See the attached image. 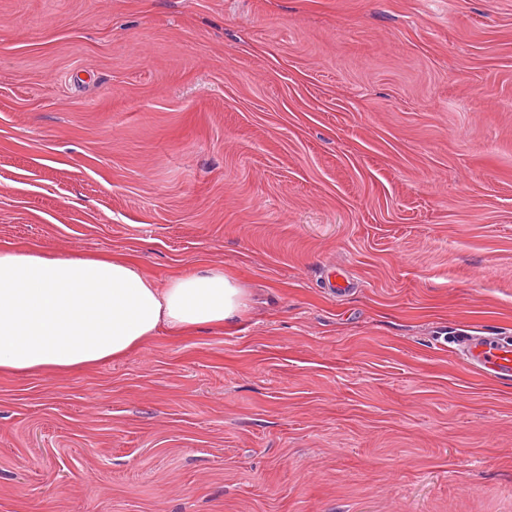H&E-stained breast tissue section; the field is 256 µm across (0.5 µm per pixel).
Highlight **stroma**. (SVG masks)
<instances>
[{
	"instance_id": "stroma-1",
	"label": "stroma",
	"mask_w": 512,
	"mask_h": 512,
	"mask_svg": "<svg viewBox=\"0 0 512 512\" xmlns=\"http://www.w3.org/2000/svg\"><path fill=\"white\" fill-rule=\"evenodd\" d=\"M0 241L251 297L0 374V512H512V0H0ZM457 353L469 366L489 376L512 379L511 336H460Z\"/></svg>"
}]
</instances>
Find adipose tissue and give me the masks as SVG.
Wrapping results in <instances>:
<instances>
[{
	"label": "adipose tissue",
	"mask_w": 512,
	"mask_h": 512,
	"mask_svg": "<svg viewBox=\"0 0 512 512\" xmlns=\"http://www.w3.org/2000/svg\"><path fill=\"white\" fill-rule=\"evenodd\" d=\"M247 310L245 288L220 268L160 287L119 255L62 258L0 244V373L118 360L160 331L230 328Z\"/></svg>",
	"instance_id": "ef3b65f1"
}]
</instances>
